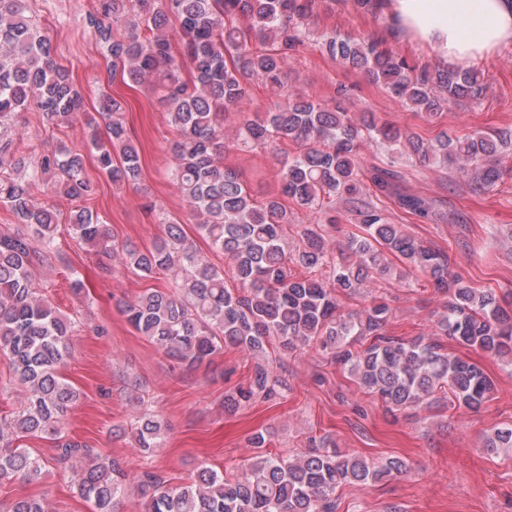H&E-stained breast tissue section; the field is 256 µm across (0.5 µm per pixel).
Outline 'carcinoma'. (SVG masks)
Instances as JSON below:
<instances>
[{"label":"carcinoma","instance_id":"obj_1","mask_svg":"<svg viewBox=\"0 0 512 512\" xmlns=\"http://www.w3.org/2000/svg\"><path fill=\"white\" fill-rule=\"evenodd\" d=\"M89 15L98 40L112 57L109 79L121 75L158 92L170 125L173 182L189 217L211 250L224 254V269L212 265L190 240L181 222L163 212L165 237L150 249L119 243L98 214L84 205L96 194L85 176L84 157L73 150L45 154L25 168L8 129L15 114L31 106L50 125H73L83 100L69 71L54 59L50 37L26 14L25 0H0V207L16 214L31 232L0 230V354L14 382L29 396L20 410L0 417V482L36 481L40 459L13 438L55 441L58 462L82 460L77 492L93 512H117L126 493L120 463L62 434L67 411L80 393L60 375L73 325L56 313L32 278L34 266L55 253L58 221L54 199L81 205L69 216V232L98 245L144 277L172 275L173 286L151 288L123 303L121 314L134 329L188 370L230 347L265 357L278 344L286 352L318 346L331 354L364 392L391 410L453 407L478 410L493 392L490 378L474 363L448 352L446 336L512 365V311L507 297L470 286L455 272L457 261L443 249L410 234L385 209L366 197L386 198L401 211L437 221L441 213L423 196L399 190L393 165H366L361 150L372 143L391 153L415 156L426 166L454 169L476 191L496 186L500 155L512 133L475 129L461 136L439 133L427 140L395 128L374 112L353 114L309 98L288 86V60L304 45L314 24L315 0H97ZM182 44L175 54L173 39ZM321 48L347 70L399 99L426 122L453 102L476 103L487 92L480 71L420 63L382 48L375 34L326 35ZM259 83L284 104L265 116L243 110L250 87ZM99 111L109 117L97 148V167L116 188L138 184L139 150L121 118L123 103L104 94ZM234 117L231 133L224 121ZM293 145L290 153L287 145ZM259 145L279 165L280 190L258 201L242 176L224 167V156ZM43 187L44 198L33 190ZM342 204L359 233L342 245L325 236ZM306 212L311 221L288 249L290 227ZM402 267L392 266L388 255ZM423 276L446 295L434 336L404 340L389 334L391 308L381 296L356 312L340 297L361 295L379 281ZM283 381L257 363L246 383L224 394L231 413L250 401L269 400ZM167 425L143 413L130 425L141 451L164 444ZM236 473L200 468L191 481L171 488L154 473L140 475L146 512H336V492L369 486L409 473L400 457L369 461L343 454L330 437L302 452L270 456L266 438ZM486 452L512 448V427L485 435ZM0 512H48L46 498L21 496Z\"/></svg>","mask_w":512,"mask_h":512}]
</instances>
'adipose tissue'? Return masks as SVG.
<instances>
[{
    "label": "adipose tissue",
    "instance_id": "1",
    "mask_svg": "<svg viewBox=\"0 0 512 512\" xmlns=\"http://www.w3.org/2000/svg\"><path fill=\"white\" fill-rule=\"evenodd\" d=\"M393 34L431 46L448 66L512 43V0H386Z\"/></svg>",
    "mask_w": 512,
    "mask_h": 512
}]
</instances>
